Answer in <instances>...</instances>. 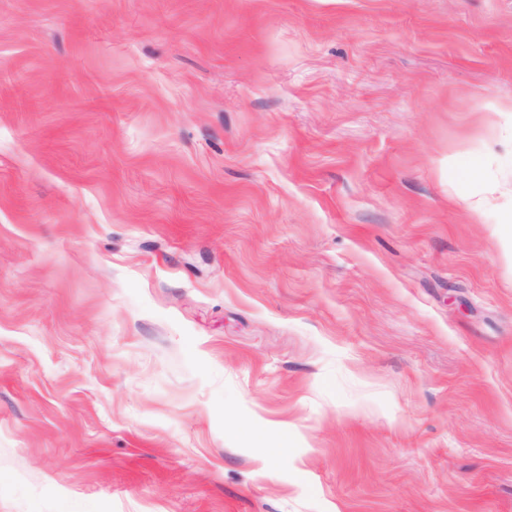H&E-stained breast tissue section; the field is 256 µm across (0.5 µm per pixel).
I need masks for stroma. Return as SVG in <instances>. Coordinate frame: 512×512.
I'll use <instances>...</instances> for the list:
<instances>
[{
  "label": "stroma",
  "instance_id": "obj_1",
  "mask_svg": "<svg viewBox=\"0 0 512 512\" xmlns=\"http://www.w3.org/2000/svg\"><path fill=\"white\" fill-rule=\"evenodd\" d=\"M507 214L512 0H0V512H512Z\"/></svg>",
  "mask_w": 512,
  "mask_h": 512
}]
</instances>
